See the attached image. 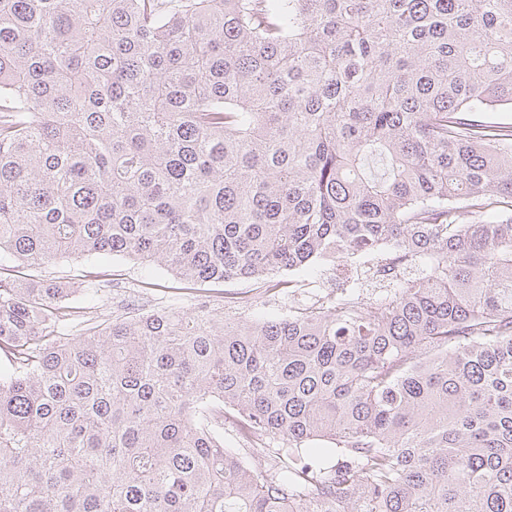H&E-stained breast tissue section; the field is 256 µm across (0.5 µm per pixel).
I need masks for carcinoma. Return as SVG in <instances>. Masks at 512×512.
Here are the masks:
<instances>
[{
    "instance_id": "carcinoma-1",
    "label": "carcinoma",
    "mask_w": 512,
    "mask_h": 512,
    "mask_svg": "<svg viewBox=\"0 0 512 512\" xmlns=\"http://www.w3.org/2000/svg\"><path fill=\"white\" fill-rule=\"evenodd\" d=\"M505 108L512 0H0V512H512ZM93 255L197 301L37 280ZM112 269L123 270L125 275L122 283L114 282L112 287L101 288L99 292L103 299L100 312L107 316L105 318L121 314L127 303L133 299L146 307H156L157 304L175 308L190 306L189 297L183 294L190 290L172 289L184 288V285L174 281L163 268L156 264H141L126 256L105 255L91 259L60 260L45 266L39 274L42 275L41 278L54 281H64L74 275L86 274L88 277L84 279L97 283L111 278L104 275L112 273ZM317 270V276L310 279L311 283L306 286L307 288H301L294 296H285L273 300L258 289L260 285L251 280H238L217 285L212 287L217 290L213 291L212 295H214V299L223 300L222 297L225 292L243 293V296L248 297V303H244L239 308L236 316L251 319L253 315L260 314L268 318H276L287 314L288 306L294 304V301L313 302L318 299L323 300L321 299L323 297L336 298V294H339L340 290L336 288V277L332 264L323 263Z\"/></svg>"
}]
</instances>
